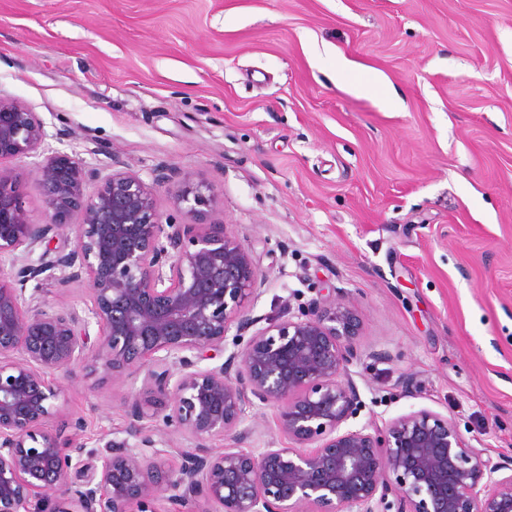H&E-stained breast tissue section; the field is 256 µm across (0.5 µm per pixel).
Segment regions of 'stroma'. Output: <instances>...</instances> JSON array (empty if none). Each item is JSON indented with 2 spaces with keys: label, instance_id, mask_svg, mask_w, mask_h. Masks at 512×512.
<instances>
[{
  "label": "stroma",
  "instance_id": "1",
  "mask_svg": "<svg viewBox=\"0 0 512 512\" xmlns=\"http://www.w3.org/2000/svg\"><path fill=\"white\" fill-rule=\"evenodd\" d=\"M375 71L385 85L350 93ZM0 94L52 149L146 180L173 165L163 219L186 223L176 196L212 187L200 222L266 276L254 315L351 306L349 428L428 408L512 458V0H0ZM26 292L90 302L82 280ZM51 382L48 429L91 448L146 390L82 368ZM143 425L177 469L186 437Z\"/></svg>",
  "mask_w": 512,
  "mask_h": 512
}]
</instances>
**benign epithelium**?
I'll return each instance as SVG.
<instances>
[{
	"label": "benign epithelium",
	"instance_id": "obj_1",
	"mask_svg": "<svg viewBox=\"0 0 512 512\" xmlns=\"http://www.w3.org/2000/svg\"><path fill=\"white\" fill-rule=\"evenodd\" d=\"M48 137L37 113L0 94V512H161L163 500L190 512H389L379 506L390 496L395 512H512V462L468 445L437 412L343 428L359 406L349 305L253 316L266 277L226 225L164 223L118 155L102 169L48 151ZM27 158L45 202L38 220L15 166ZM208 201L197 187L176 205L193 217ZM71 235L73 248L50 247ZM56 271L63 286L88 282L85 316L26 297L29 281ZM232 330L236 350L201 368ZM80 364L105 379L145 372L154 398L126 401V438L88 449L47 429L60 410L50 377ZM254 398L276 409L288 446L241 448ZM150 414L191 443L174 475L142 426ZM216 437L230 445L211 455Z\"/></svg>",
	"mask_w": 512,
	"mask_h": 512
}]
</instances>
